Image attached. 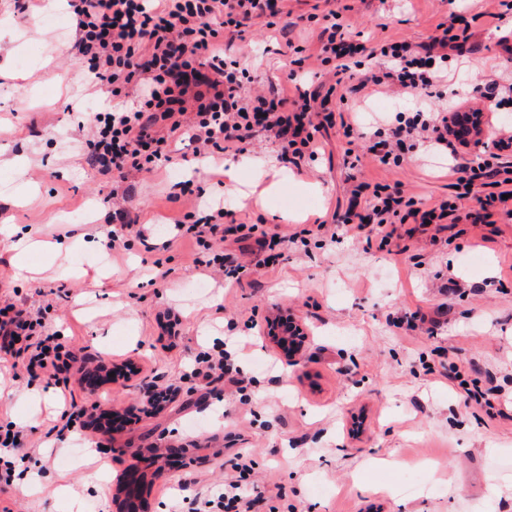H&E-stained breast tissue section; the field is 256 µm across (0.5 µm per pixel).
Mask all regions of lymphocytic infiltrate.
I'll use <instances>...</instances> for the list:
<instances>
[{
    "instance_id": "1",
    "label": "lymphocytic infiltrate",
    "mask_w": 512,
    "mask_h": 512,
    "mask_svg": "<svg viewBox=\"0 0 512 512\" xmlns=\"http://www.w3.org/2000/svg\"><path fill=\"white\" fill-rule=\"evenodd\" d=\"M281 0H74L73 14L81 64L93 85L111 96L131 91L132 106H112L94 113L91 135L86 138V163L113 181L151 171L171 161V141L190 130L195 152H242L254 139L273 137L284 164L301 166L318 154V135L323 129L341 126L352 134L354 125L337 121L328 107L337 84L326 90H295L286 94L250 92L248 69L240 59L224 53L225 35H243L257 18L281 14ZM319 34L318 60L333 65L335 75L350 72L355 58L380 59L376 73L359 75L353 92L375 86L397 95L432 97L443 79L448 53L464 47L470 38V23L463 14L451 15L437 25L428 43L415 46L386 40L373 45L354 39L351 26L339 10L325 14ZM455 158L458 147L448 132L447 112L416 110L388 126L369 150L385 168L399 166L405 152L418 144ZM448 174L457 186L456 200L434 205L416 201L396 185L358 183L352 191L364 200V211L347 210L336 216L345 231L375 234L380 246L392 243L397 225L414 223L456 224L457 199L475 198L478 218L491 223L502 214L512 219V132L496 143L495 152L480 162L455 163ZM192 211L184 213L177 227L198 248L197 263L221 272L226 280L240 281L248 263L237 255L215 252V241L258 234L268 262H276L277 250L297 243L298 234L274 236L257 233L255 226L238 223L232 211L208 205L195 193ZM10 358L37 377L58 379L74 360L42 318L8 304L0 307V359ZM233 473L224 480L216 498L205 499L210 512H253L251 476L254 461L239 450Z\"/></svg>"
}]
</instances>
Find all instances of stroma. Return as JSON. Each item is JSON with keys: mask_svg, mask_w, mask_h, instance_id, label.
Instances as JSON below:
<instances>
[{"mask_svg": "<svg viewBox=\"0 0 512 512\" xmlns=\"http://www.w3.org/2000/svg\"><path fill=\"white\" fill-rule=\"evenodd\" d=\"M18 2L0 0L9 26L0 37L9 72L0 77V305L42 314L80 359L64 386L0 365L9 389L0 396V426L25 435L10 483L0 482V512H126L119 479L129 474L141 512H193L197 492L221 491L241 448L255 462L254 512H512V220L465 221L443 234L430 226L411 235L402 225L394 253L340 229L335 240L289 246L278 264L251 268L238 283L211 278L195 266L193 244L176 237L174 224L190 208L188 180L213 197L263 192L261 206L235 205L237 221L287 235L332 223L349 208L357 178L401 183L427 204L454 197L448 157L420 146L385 170L365 151L374 113L413 100L375 92L364 104L354 94L333 101V111H363L357 131H324L318 158L299 170L281 167L283 186L271 193L257 167L279 164L273 139L237 155L233 182L199 168L193 144L178 143L171 164L133 180L125 207L142 234L111 255L98 239L113 210L112 179L91 171L74 146L78 123L99 111L102 96L78 77L68 9L58 10L52 29ZM332 8L346 9L362 39L414 45L428 42L451 12L468 11L473 36L450 54L442 96L429 107H480L495 140L512 128V109L483 95L484 79L512 72L492 17L496 0H284L281 27L256 20L244 39L225 41L226 52L242 59L253 85L283 86L286 42L316 55L321 17ZM49 71L63 82H46ZM350 153L360 158L353 170ZM14 160L25 162L24 178ZM16 225L61 249L33 254L38 271L24 278L10 264ZM417 309L440 318L437 337L396 327ZM278 315L309 336L298 363L269 340L266 321ZM225 347L242 350L246 394L192 372L197 353ZM440 348L456 351L465 382L501 389L500 416L465 406L447 378L426 373ZM129 362L138 377L112 380ZM85 367L100 368L97 390L83 382ZM152 380L180 397L148 417L140 387ZM97 403L124 417L111 433L68 425L72 411L90 415ZM133 447L140 457L130 455ZM97 470L106 483L89 480ZM188 474L198 485H181ZM410 474L421 488L406 494Z\"/></svg>", "mask_w": 512, "mask_h": 512, "instance_id": "1", "label": "stroma"}]
</instances>
